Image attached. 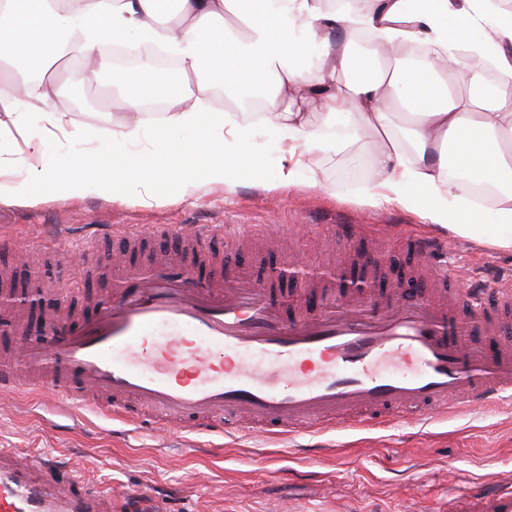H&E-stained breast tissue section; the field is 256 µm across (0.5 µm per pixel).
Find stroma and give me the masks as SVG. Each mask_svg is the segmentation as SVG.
Segmentation results:
<instances>
[{"label": "stroma", "mask_w": 512, "mask_h": 512, "mask_svg": "<svg viewBox=\"0 0 512 512\" xmlns=\"http://www.w3.org/2000/svg\"><path fill=\"white\" fill-rule=\"evenodd\" d=\"M69 66L58 62L61 92L56 107L64 114L62 129L43 132L30 119L26 132L0 138V184L20 174L17 159L28 152V136L40 134L41 160L55 166L74 148L103 157L113 148L111 132L138 118L140 135L132 149L155 154L160 134L188 143L191 133L170 130L165 115L125 108L119 86L88 85V106L66 109L72 90ZM375 139L366 132L354 151L323 156L317 166L300 170L294 184H279L281 152L264 132H257L253 155L264 161V184L241 180L227 190L199 183L179 199L118 202L88 185L83 198L61 201L45 196L18 199L0 195V270L27 264L25 256L42 248L47 237L68 232L98 236L95 250L68 263L47 260L29 264L43 286L81 289L94 298L115 276L112 244L100 235L108 224H296L299 234L283 232L282 247L321 272L346 263L351 251L320 246L335 236L338 224H408L448 237L451 259L460 274L505 281L512 278V250L461 237L423 220L415 209L365 198L364 172L371 164ZM197 450L183 455L186 438H155L119 422L87 415L81 427L36 395L24 394L0 404V448H13L32 458H49L70 466L86 485L139 494L128 512H443L449 497L483 488L493 480H512V400L491 409H467L441 417L408 418L362 430L337 426L315 436L272 440L257 434L224 437L195 435Z\"/></svg>", "instance_id": "stroma-1"}]
</instances>
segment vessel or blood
<instances>
[{"label":"vessel or blood","instance_id":"1","mask_svg":"<svg viewBox=\"0 0 512 512\" xmlns=\"http://www.w3.org/2000/svg\"><path fill=\"white\" fill-rule=\"evenodd\" d=\"M235 224H115L129 254L146 239L176 242L134 265L81 325L62 294L41 339L13 329L0 354V394H48L73 419L93 412L163 437L171 429L221 435L241 428L270 438L315 435L349 423L448 414L512 394V344L484 349L479 335H512V280H472L440 262L439 236L392 224H340L351 244L398 236L417 267L377 300L333 297L315 277L293 285L225 266ZM267 363L259 369L249 356ZM394 362L396 371L382 368ZM58 464L0 448V512H113V493L62 480ZM448 512H512V482L462 494Z\"/></svg>","mask_w":512,"mask_h":512}]
</instances>
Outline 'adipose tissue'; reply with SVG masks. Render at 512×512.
Instances as JSON below:
<instances>
[{
    "label": "adipose tissue",
    "mask_w": 512,
    "mask_h": 512,
    "mask_svg": "<svg viewBox=\"0 0 512 512\" xmlns=\"http://www.w3.org/2000/svg\"><path fill=\"white\" fill-rule=\"evenodd\" d=\"M160 0H0V61L28 62L38 77L16 84L0 101V128L21 127L37 112L46 126L60 127L55 100L61 86L52 76L62 58L82 60L71 78L92 81L107 65L103 46L164 40L179 61V80L167 83L130 79L128 111L164 96L168 127L191 129L190 146L163 139L155 155L126 148L110 157V172L99 178L104 195L115 199L180 198L198 178L233 189L241 172L258 176L252 158V127L220 112H204L211 76L225 86L262 87L268 110L264 127L278 144L320 155L343 150L310 120L318 109L324 122L349 116L357 131L376 135L365 195L407 207L412 190L424 196V218L471 236L482 231L495 248L512 249V94L505 87L482 89L484 61L512 77V15L494 0H365L364 7L329 9L324 0H180L175 19L154 22ZM483 30L485 40L472 39ZM368 32L375 65L353 54L360 32ZM321 50L306 68V41ZM417 44L418 68L392 64L401 49ZM22 159L24 176L10 185L25 196L38 189L62 200L83 195L95 167L84 152H72L48 174L39 160L41 141L30 137ZM475 183L498 187L496 219L488 224L480 209L468 206Z\"/></svg>",
    "instance_id": "1"
}]
</instances>
